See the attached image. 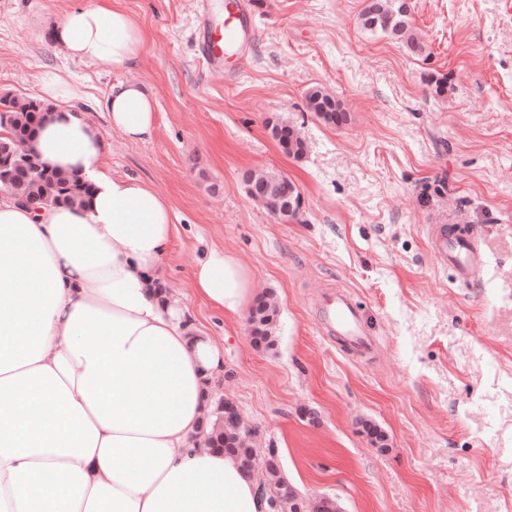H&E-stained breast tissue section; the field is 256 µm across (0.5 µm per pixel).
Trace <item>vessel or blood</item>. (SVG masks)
<instances>
[{"mask_svg":"<svg viewBox=\"0 0 512 512\" xmlns=\"http://www.w3.org/2000/svg\"><path fill=\"white\" fill-rule=\"evenodd\" d=\"M252 39L243 0H227L220 21L213 19L209 6H202L197 25L198 52L210 71L234 79L250 59ZM430 240L442 262L452 264L463 279L481 273L485 252L478 236L452 235L447 225L435 224L430 229ZM320 309L329 334L342 336L352 345L367 346L362 314L350 296L340 291L326 293L320 300Z\"/></svg>","mask_w":512,"mask_h":512,"instance_id":"obj_1","label":"vessel or blood"}]
</instances>
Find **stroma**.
I'll use <instances>...</instances> for the list:
<instances>
[{
  "label": "stroma",
  "mask_w": 512,
  "mask_h": 512,
  "mask_svg": "<svg viewBox=\"0 0 512 512\" xmlns=\"http://www.w3.org/2000/svg\"><path fill=\"white\" fill-rule=\"evenodd\" d=\"M74 2L0 0V95L37 100L47 73L68 74L110 172L170 201L181 231L161 273L221 351L212 394L236 402L257 452L275 448L301 497L339 512H512V0H411L420 54L360 26L368 0H246L255 39L231 82L198 56L196 0H122L150 39L121 72L65 58L35 25ZM126 80L155 100L149 140L108 124ZM315 85L346 122L308 111ZM280 118L302 158L271 137ZM250 171L296 184L294 220L247 194ZM456 221L488 253L469 283L428 235ZM212 248L249 270L255 297L274 295L271 349L195 294ZM330 288L360 305L367 348L328 334L316 301Z\"/></svg>",
  "instance_id": "stroma-1"
}]
</instances>
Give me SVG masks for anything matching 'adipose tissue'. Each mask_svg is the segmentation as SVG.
<instances>
[{"label": "adipose tissue", "instance_id": "adipose-tissue-1", "mask_svg": "<svg viewBox=\"0 0 512 512\" xmlns=\"http://www.w3.org/2000/svg\"><path fill=\"white\" fill-rule=\"evenodd\" d=\"M64 55L132 68L148 41L121 0H85L50 28ZM51 109L31 146L43 168L87 182L77 206L0 194V512H266L254 476L206 443L218 348L160 288L180 228L170 202L104 165L110 144L50 73ZM113 129L145 141L155 105L137 81L112 88ZM195 293L227 315L252 299L250 273L209 250Z\"/></svg>", "mask_w": 512, "mask_h": 512}]
</instances>
